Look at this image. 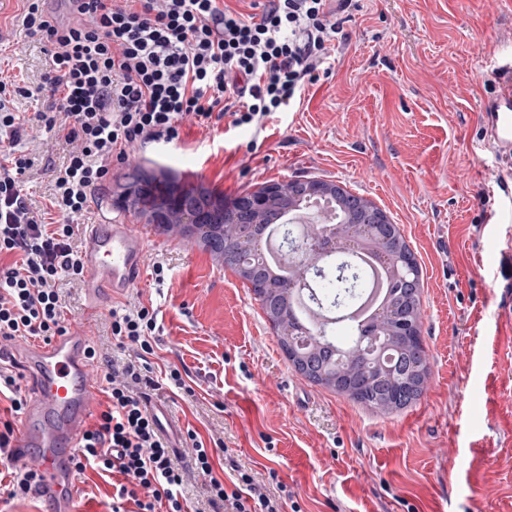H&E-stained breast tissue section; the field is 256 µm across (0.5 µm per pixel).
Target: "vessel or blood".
Listing matches in <instances>:
<instances>
[{
    "instance_id": "obj_1",
    "label": "vessel or blood",
    "mask_w": 512,
    "mask_h": 512,
    "mask_svg": "<svg viewBox=\"0 0 512 512\" xmlns=\"http://www.w3.org/2000/svg\"><path fill=\"white\" fill-rule=\"evenodd\" d=\"M492 59L499 82L495 98L484 107L480 147L494 158L498 207L490 218L499 224L512 216V45H499ZM84 240L82 284L90 323L140 285L145 238L134 225L113 221L85 225ZM88 348L85 330L71 329L22 352L36 391L24 413L22 459L36 472L42 497L56 501V512H73L74 454L97 406V367Z\"/></svg>"
}]
</instances>
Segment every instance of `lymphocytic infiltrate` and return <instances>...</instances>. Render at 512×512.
Masks as SVG:
<instances>
[{
  "mask_svg": "<svg viewBox=\"0 0 512 512\" xmlns=\"http://www.w3.org/2000/svg\"><path fill=\"white\" fill-rule=\"evenodd\" d=\"M354 0H265L247 16L224 0H76L86 20L64 24L46 0H23L15 25L40 36L47 56L37 89L0 76V341H49L64 334L63 282L82 275L74 219L87 212L113 162L134 146L165 148L179 140L184 120L202 127L223 122L228 133H261L278 114L301 106L306 88L319 79L327 45L340 31L339 14ZM41 92L54 109L35 120L47 139L65 145L54 177L55 220L31 209L26 186L33 163L18 154L26 119L11 111V96ZM113 338L134 351L113 361L102 377L106 404L85 428L75 456L76 472L117 473L125 482L112 496V512H188L189 473L205 480L209 512H283L286 485L270 493L252 470L236 467L224 478L214 470V447L187 429L190 466L162 434L148 407L150 356L162 327L154 308L138 305L110 314ZM0 356V397L10 417L0 420V457L15 461L13 418L27 396Z\"/></svg>",
  "mask_w": 512,
  "mask_h": 512,
  "instance_id": "lymphocytic-infiltrate-1",
  "label": "lymphocytic infiltrate"
}]
</instances>
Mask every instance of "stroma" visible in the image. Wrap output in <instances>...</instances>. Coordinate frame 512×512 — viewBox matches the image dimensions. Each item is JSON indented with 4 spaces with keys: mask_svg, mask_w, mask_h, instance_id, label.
<instances>
[{
    "mask_svg": "<svg viewBox=\"0 0 512 512\" xmlns=\"http://www.w3.org/2000/svg\"><path fill=\"white\" fill-rule=\"evenodd\" d=\"M342 27L298 111L258 135L184 121L168 150L137 146L113 163L81 221L135 225L146 266L163 263L164 285L148 271L122 303L157 310L152 365L186 370L193 393L163 388L151 405L177 434L223 440L216 467L276 476L302 512H512V223L485 221L492 160L478 148V112L498 82L486 59L512 43V0H358ZM45 68L38 38L0 50V70L29 87ZM18 150L34 162L29 202L46 209L64 153L29 127ZM140 167L228 199L315 177L380 208L422 268L419 398L376 414L298 374L249 284L180 227L124 206ZM74 484V512H111L95 471Z\"/></svg>",
    "mask_w": 512,
    "mask_h": 512,
    "instance_id": "stroma-1",
    "label": "stroma"
}]
</instances>
